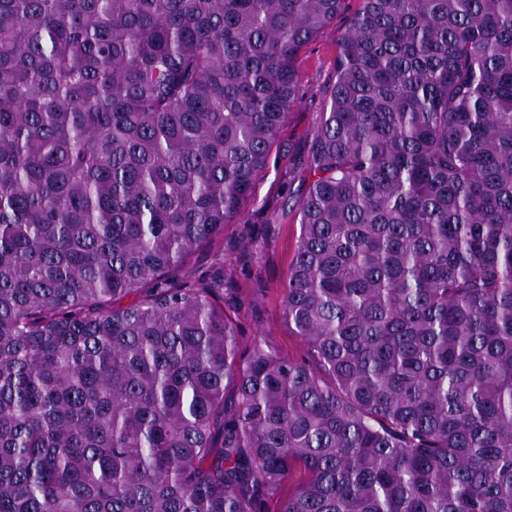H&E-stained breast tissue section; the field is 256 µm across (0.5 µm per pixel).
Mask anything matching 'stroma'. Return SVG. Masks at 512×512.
Segmentation results:
<instances>
[{"label": "stroma", "mask_w": 512, "mask_h": 512, "mask_svg": "<svg viewBox=\"0 0 512 512\" xmlns=\"http://www.w3.org/2000/svg\"><path fill=\"white\" fill-rule=\"evenodd\" d=\"M335 30H327L302 51L298 104L288 113L273 146L267 170L256 181L253 198L240 214L254 242L242 247L236 232L224 237V256L237 264L229 305L240 328V342L251 345L263 338L293 359L307 356L306 345L294 336L282 315L279 289L294 255L299 229L282 223L291 197L304 185L300 176L310 139L322 109V88L331 74Z\"/></svg>", "instance_id": "35a3bbf8"}]
</instances>
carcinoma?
Listing matches in <instances>:
<instances>
[{
    "instance_id": "cac0c4a2",
    "label": "carcinoma",
    "mask_w": 512,
    "mask_h": 512,
    "mask_svg": "<svg viewBox=\"0 0 512 512\" xmlns=\"http://www.w3.org/2000/svg\"><path fill=\"white\" fill-rule=\"evenodd\" d=\"M344 4L0 0V512H512V0H360L293 204L309 358L224 311Z\"/></svg>"
}]
</instances>
